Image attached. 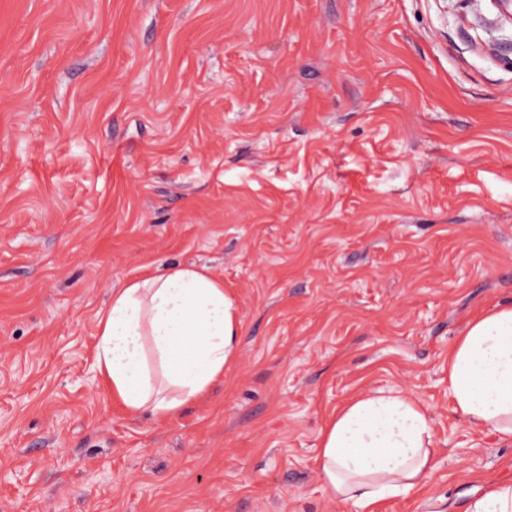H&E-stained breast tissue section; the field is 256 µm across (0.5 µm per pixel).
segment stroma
<instances>
[{"label":"stroma","instance_id":"stroma-1","mask_svg":"<svg viewBox=\"0 0 512 512\" xmlns=\"http://www.w3.org/2000/svg\"><path fill=\"white\" fill-rule=\"evenodd\" d=\"M493 0H0V512H344L319 435L396 388L433 473L369 512H466L512 444L448 396L512 303V24ZM224 283L241 345L133 416L93 371L114 288Z\"/></svg>","mask_w":512,"mask_h":512}]
</instances>
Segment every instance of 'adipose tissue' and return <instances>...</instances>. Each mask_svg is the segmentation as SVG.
<instances>
[{"instance_id":"adipose-tissue-1","label":"adipose tissue","mask_w":512,"mask_h":512,"mask_svg":"<svg viewBox=\"0 0 512 512\" xmlns=\"http://www.w3.org/2000/svg\"><path fill=\"white\" fill-rule=\"evenodd\" d=\"M240 321L204 267L156 268L113 289L99 315L93 366L137 416L166 417L201 398L232 362ZM453 410L472 428L512 441V304L470 320L448 352ZM432 417L397 389L351 398L320 433L326 489L356 512L418 488L432 470Z\"/></svg>"}]
</instances>
